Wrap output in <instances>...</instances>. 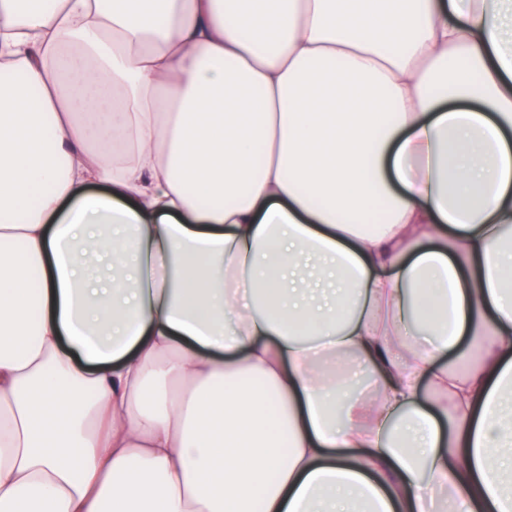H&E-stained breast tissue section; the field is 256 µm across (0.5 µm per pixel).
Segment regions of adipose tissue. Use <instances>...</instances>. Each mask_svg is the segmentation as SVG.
Here are the masks:
<instances>
[{
	"label": "adipose tissue",
	"instance_id": "ef3b65f1",
	"mask_svg": "<svg viewBox=\"0 0 512 512\" xmlns=\"http://www.w3.org/2000/svg\"><path fill=\"white\" fill-rule=\"evenodd\" d=\"M510 234L512 0H0V512H512Z\"/></svg>",
	"mask_w": 512,
	"mask_h": 512
}]
</instances>
